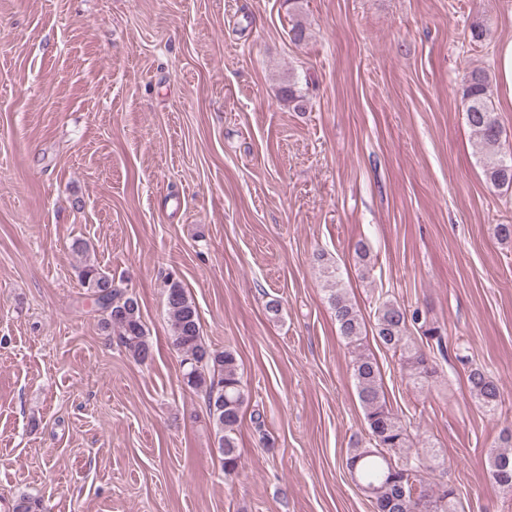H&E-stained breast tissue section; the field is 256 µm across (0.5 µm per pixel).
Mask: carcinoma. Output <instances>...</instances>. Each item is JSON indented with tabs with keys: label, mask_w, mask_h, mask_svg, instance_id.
Listing matches in <instances>:
<instances>
[{
	"label": "carcinoma",
	"mask_w": 512,
	"mask_h": 512,
	"mask_svg": "<svg viewBox=\"0 0 512 512\" xmlns=\"http://www.w3.org/2000/svg\"><path fill=\"white\" fill-rule=\"evenodd\" d=\"M281 97L294 104L296 110H303L304 95L297 82L290 81L283 86ZM462 99L468 125L483 157L487 182L494 187H512V158L499 153L504 130L483 71L469 73ZM323 274L328 303L352 355L358 396L372 440L368 446L355 443L349 449L347 465L365 490L373 512H456L455 490L432 482L431 474L421 467L420 452L402 454L410 447V434L387 403L379 365L364 344V319L341 286L338 272L325 265ZM79 275L83 287L94 297L103 323L118 336L131 356L139 362L151 357V344L136 296L115 287L112 276L94 263L84 265ZM165 302L171 322V344L181 356L183 383L204 395L217 428L224 473L234 474L241 465L237 434L246 406L236 351L230 348L219 351L206 345L197 307L181 282H168ZM411 324L419 326L427 346L437 349L441 355L447 352L441 329L430 325L420 309L409 314L391 300L381 302L376 308L374 338L384 348L400 353L409 379L419 384L435 373V367L430 354L411 343ZM455 358L468 366L467 386L471 396L486 411H497L504 396L498 379L485 367L469 363L466 355L458 353ZM488 464L494 483L504 491H512V428L503 431L500 448L488 454Z\"/></svg>",
	"instance_id": "carcinoma-1"
}]
</instances>
